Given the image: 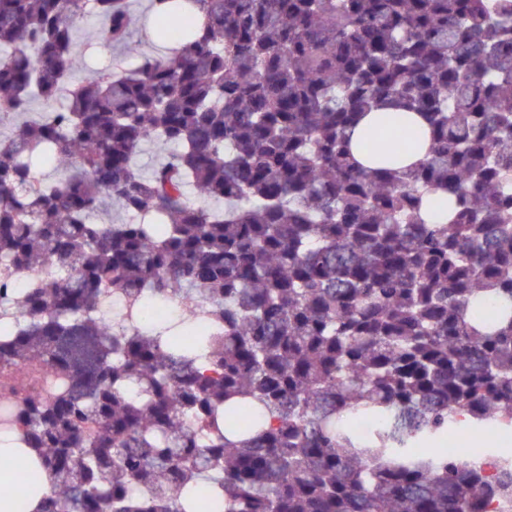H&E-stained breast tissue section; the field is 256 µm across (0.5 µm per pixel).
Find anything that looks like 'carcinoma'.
<instances>
[{"instance_id":"carcinoma-1","label":"carcinoma","mask_w":512,"mask_h":512,"mask_svg":"<svg viewBox=\"0 0 512 512\" xmlns=\"http://www.w3.org/2000/svg\"><path fill=\"white\" fill-rule=\"evenodd\" d=\"M151 5L163 53L131 41L128 0H0L19 512L508 508L512 458H448V419L512 431V0ZM87 17L131 65L74 76ZM388 105L428 126L406 170L405 123L351 153ZM112 203L125 219L93 222ZM147 298L180 302L178 328Z\"/></svg>"}]
</instances>
